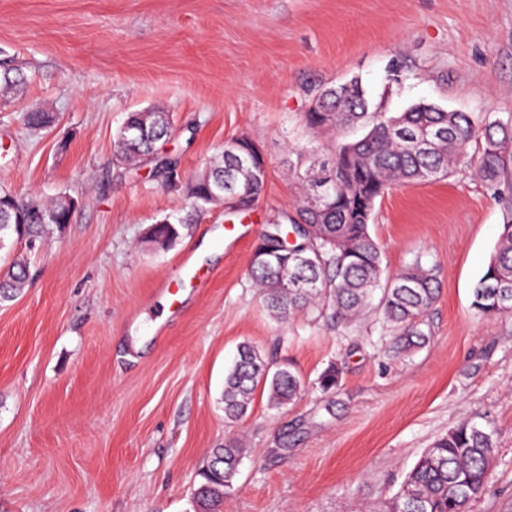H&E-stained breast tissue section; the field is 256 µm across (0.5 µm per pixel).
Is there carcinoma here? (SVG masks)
Segmentation results:
<instances>
[{"label": "carcinoma", "mask_w": 512, "mask_h": 512, "mask_svg": "<svg viewBox=\"0 0 512 512\" xmlns=\"http://www.w3.org/2000/svg\"><path fill=\"white\" fill-rule=\"evenodd\" d=\"M27 76L8 64L0 67V92L17 93ZM31 129L54 122L50 112L31 110L22 115ZM306 122L313 131H341L359 125L366 133L348 141L341 137L329 158L314 164L313 151L295 149L293 172L301 186L290 223L268 225L263 239L277 234L296 235L282 260L250 261L248 274L260 288L264 307L274 318L286 321L312 308L351 324L370 307L392 331L386 344L394 356L422 348L430 341L429 312L439 296L438 275L420 260L395 276L382 279V253L369 232L377 198L391 187L424 183L454 171L476 173L494 197L505 202L506 220L487 269L472 288L471 307L482 317L512 313V118L478 125L467 112H452L420 102L395 114L370 106L357 79L316 90ZM169 114L150 108L128 113L113 140L115 160L123 164H152L166 174L175 162L161 153L171 137ZM479 144L469 152V145ZM240 166L238 159L221 152L189 186L192 212L155 224L154 243L169 247L197 212L226 200L252 206L267 174ZM54 215V223L71 217L66 199L46 202L36 194L17 196L0 189V242L7 235L24 236L29 246L41 241L48 224L36 212ZM29 282L26 264L18 261L0 276V304L20 295ZM377 304H372L375 292ZM341 372L329 365L319 376V389L334 394ZM267 392L269 406L279 409L293 403L304 380L286 367L270 369L265 355L249 343L238 347L233 366L224 378V417H243L258 388ZM246 453L235 441L208 452L196 490L193 509L224 512V498L234 489L239 465ZM495 459L494 432L462 420L427 449L407 473L388 512H466V506L485 491Z\"/></svg>", "instance_id": "obj_1"}]
</instances>
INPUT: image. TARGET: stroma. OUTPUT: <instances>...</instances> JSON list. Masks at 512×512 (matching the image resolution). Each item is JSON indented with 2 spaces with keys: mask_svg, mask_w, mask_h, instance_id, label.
Wrapping results in <instances>:
<instances>
[{
  "mask_svg": "<svg viewBox=\"0 0 512 512\" xmlns=\"http://www.w3.org/2000/svg\"><path fill=\"white\" fill-rule=\"evenodd\" d=\"M31 78L0 100V187L66 194L69 224L38 249L12 239L32 280L0 305V512H193L209 449L247 455L224 512H382L420 455L459 421L495 433L493 475L468 512H512V314L482 318L473 283L504 209L468 171L396 187L370 224L385 275L414 261L440 292L429 344L389 359L377 315L344 327L301 312L281 323L248 277L258 230L293 211L294 147L330 154L306 123L314 89L358 79L372 103L425 101L477 122L512 116V0H0V60ZM169 112L176 174L123 165L128 113ZM54 113L33 130L21 115ZM267 161L257 203L210 206L173 246L151 224L191 209L187 186L228 139ZM209 244L203 283L168 312L159 289ZM299 372L275 409L257 394L224 420V376L240 343ZM333 398L314 383L330 363Z\"/></svg>",
  "mask_w": 512,
  "mask_h": 512,
  "instance_id": "35a3bbf8",
  "label": "stroma"
}]
</instances>
